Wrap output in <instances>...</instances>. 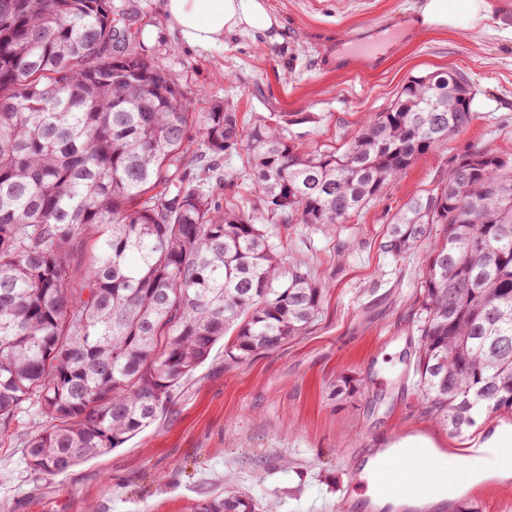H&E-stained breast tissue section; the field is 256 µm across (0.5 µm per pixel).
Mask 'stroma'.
I'll return each instance as SVG.
<instances>
[{"label": "stroma", "mask_w": 512, "mask_h": 512, "mask_svg": "<svg viewBox=\"0 0 512 512\" xmlns=\"http://www.w3.org/2000/svg\"><path fill=\"white\" fill-rule=\"evenodd\" d=\"M113 2L137 12V51L198 93L200 112L224 100L250 120L281 112L289 139L333 145L387 108L411 77L453 71L472 87L475 118L349 222L328 230L279 223L285 258L305 261L327 287L304 335L244 360L216 342L152 426L57 476L28 471L23 441L39 418L21 414L0 443V512H193L230 486L277 500L281 512H336L373 449L427 436L456 453L463 438L423 414L416 387L426 253L396 261L380 241L394 215L433 190L465 151L512 160V39L501 34L512 0H485L479 25L448 29L413 26L419 0H271L281 20L275 33L208 49L174 39L161 0ZM377 44L386 49L381 66L340 69L347 54ZM344 376L358 390L339 398L333 389Z\"/></svg>", "instance_id": "35a3bbf8"}]
</instances>
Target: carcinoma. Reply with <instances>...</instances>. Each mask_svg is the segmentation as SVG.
Returning <instances> with one entry per match:
<instances>
[{
	"instance_id": "carcinoma-1",
	"label": "carcinoma",
	"mask_w": 512,
	"mask_h": 512,
	"mask_svg": "<svg viewBox=\"0 0 512 512\" xmlns=\"http://www.w3.org/2000/svg\"><path fill=\"white\" fill-rule=\"evenodd\" d=\"M136 22L109 0H0V440L37 407L24 455L39 477L151 426L226 333L239 360L303 335L324 288L284 261L275 222L346 223L474 119L468 81L429 73L349 143L302 147L284 114L195 111L130 47ZM242 151L261 224L214 194L224 156ZM424 244L417 387L424 414L461 437L512 410V162L461 156L380 247L400 259ZM194 512L279 503L227 490Z\"/></svg>"
}]
</instances>
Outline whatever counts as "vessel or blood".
Returning <instances> with one entry per match:
<instances>
[{
  "instance_id": "b4317fda",
  "label": "vessel or blood",
  "mask_w": 512,
  "mask_h": 512,
  "mask_svg": "<svg viewBox=\"0 0 512 512\" xmlns=\"http://www.w3.org/2000/svg\"><path fill=\"white\" fill-rule=\"evenodd\" d=\"M377 483L380 491L391 497L400 496L407 489L421 499L437 489L447 488L456 499L470 500L482 492L481 487L473 484L467 469H437L429 451L418 446L386 462L377 475Z\"/></svg>"
}]
</instances>
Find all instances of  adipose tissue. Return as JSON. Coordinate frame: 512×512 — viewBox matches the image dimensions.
<instances>
[{"label": "adipose tissue", "instance_id": "obj_1", "mask_svg": "<svg viewBox=\"0 0 512 512\" xmlns=\"http://www.w3.org/2000/svg\"><path fill=\"white\" fill-rule=\"evenodd\" d=\"M485 0H423L416 11L422 27H455L476 21ZM173 32L187 44L206 49L225 37L269 33L279 28L270 0H163Z\"/></svg>", "mask_w": 512, "mask_h": 512}]
</instances>
